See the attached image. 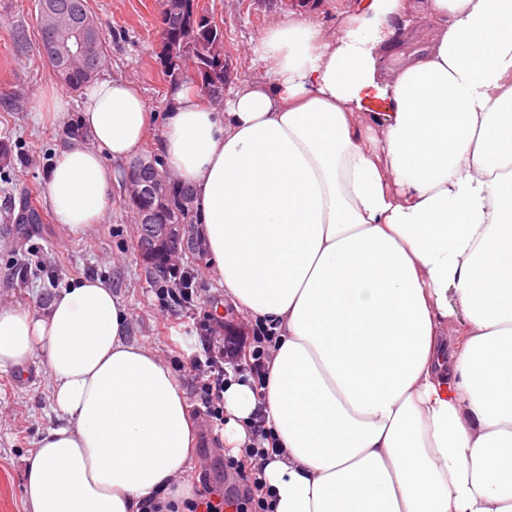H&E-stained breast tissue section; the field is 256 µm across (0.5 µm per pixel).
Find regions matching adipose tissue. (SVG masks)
Masks as SVG:
<instances>
[{"label": "adipose tissue", "instance_id": "1", "mask_svg": "<svg viewBox=\"0 0 512 512\" xmlns=\"http://www.w3.org/2000/svg\"><path fill=\"white\" fill-rule=\"evenodd\" d=\"M250 52L263 81L220 112L176 90L157 143L225 301L278 336L263 395L224 381L225 447L273 445V512H512V0H363L332 31L292 12ZM151 121L128 80L86 87L57 223H100ZM128 319L99 278L0 308V369L42 347L59 419L27 512L189 495L185 393Z\"/></svg>", "mask_w": 512, "mask_h": 512}]
</instances>
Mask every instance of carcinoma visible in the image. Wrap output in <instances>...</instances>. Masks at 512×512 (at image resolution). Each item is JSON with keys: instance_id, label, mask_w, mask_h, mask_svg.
I'll use <instances>...</instances> for the list:
<instances>
[{"instance_id": "obj_1", "label": "carcinoma", "mask_w": 512, "mask_h": 512, "mask_svg": "<svg viewBox=\"0 0 512 512\" xmlns=\"http://www.w3.org/2000/svg\"><path fill=\"white\" fill-rule=\"evenodd\" d=\"M194 0H164L159 34L163 51H174L175 64L163 65V76L172 88L201 80L200 92L206 100L224 92V34L221 27L210 22H200L194 15ZM98 33L99 43L91 55H76L62 61H48L50 75L74 91L80 90L100 72L108 53L99 22L90 10L77 14ZM146 180L155 184L154 193L140 203L128 202L139 215L140 224H194L192 190L169 173L155 166L150 157L143 171ZM16 224H41L40 212L32 207L26 196H21Z\"/></svg>"}]
</instances>
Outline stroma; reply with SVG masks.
<instances>
[{
    "label": "stroma",
    "instance_id": "stroma-1",
    "mask_svg": "<svg viewBox=\"0 0 512 512\" xmlns=\"http://www.w3.org/2000/svg\"><path fill=\"white\" fill-rule=\"evenodd\" d=\"M224 32L228 71L226 85L258 80L262 74L246 53L275 21L288 14L282 0H200ZM102 24L108 45L105 74L133 83L143 96L154 122L144 142L155 146L172 96L156 55L158 18L162 0H88ZM37 0H0V88L23 95L15 112L0 109V139L13 145L14 160L0 169V307L43 310L57 293L92 277L111 282L129 316L128 342L150 350L172 371L185 393L188 414L198 430L186 478L198 486L207 478L224 493V444L218 427L198 412L192 376L193 356L202 354L194 313L213 311L223 289L209 258L182 255L181 263L196 272L190 308H163L155 274L135 248L137 222L123 189L113 190L100 223L84 233L71 234L57 224L45 204L46 173L68 124L76 122L82 93L51 78L38 51ZM28 33L27 49L13 41L16 28ZM67 102V112L51 110L53 98ZM27 194L40 211L39 224L10 222V206ZM26 267V279L14 278ZM52 380L43 350H35L26 364L0 370V512H25L26 460L45 431L56 424Z\"/></svg>",
    "mask_w": 512,
    "mask_h": 512
}]
</instances>
